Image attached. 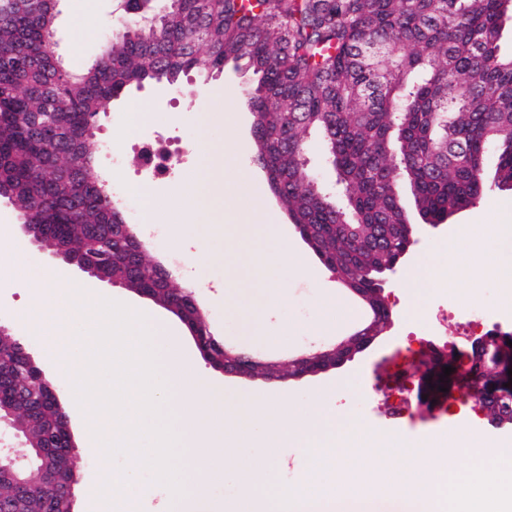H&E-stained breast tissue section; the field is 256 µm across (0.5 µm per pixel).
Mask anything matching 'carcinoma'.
Here are the masks:
<instances>
[{
  "instance_id": "obj_1",
  "label": "carcinoma",
  "mask_w": 512,
  "mask_h": 512,
  "mask_svg": "<svg viewBox=\"0 0 512 512\" xmlns=\"http://www.w3.org/2000/svg\"><path fill=\"white\" fill-rule=\"evenodd\" d=\"M48 11L47 0H0V178L9 200L44 225L46 240L85 254L96 245L110 276L137 264L128 287L163 307L177 303L201 334L208 327L193 292L175 294L137 236L119 234L120 206L88 175L96 116L132 88L177 85L201 67L218 75L229 63L252 71L254 159L272 194L337 281L375 304L381 275L411 246L412 230L396 228L409 219L404 191L420 222L443 224L487 192L490 150L494 186L512 190V54L499 47L512 0H162L156 32L110 35L77 71L52 62ZM51 112L65 115L56 141L40 132ZM314 135L340 199L311 170ZM201 356L221 364V340H206ZM21 363L15 338H1L0 371L13 375ZM13 409L16 431L41 453L22 474L25 489L0 474V505L50 512L44 462L62 481L78 479L76 455L56 447L65 411L51 401Z\"/></svg>"
}]
</instances>
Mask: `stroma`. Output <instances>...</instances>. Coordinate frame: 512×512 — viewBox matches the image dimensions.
<instances>
[{
  "label": "stroma",
  "instance_id": "stroma-1",
  "mask_svg": "<svg viewBox=\"0 0 512 512\" xmlns=\"http://www.w3.org/2000/svg\"><path fill=\"white\" fill-rule=\"evenodd\" d=\"M59 15L55 25L56 52L71 68L80 69L97 57L101 42L117 26L121 16L118 0H91L88 16H72L69 0H60ZM256 83L251 71L227 65L222 74L209 76L207 71L196 69L180 85L153 83L140 89H131L125 98L108 102L98 116L96 138L105 147L98 156L90 176L103 181L119 196V205L128 223L143 228L142 209L136 189L149 186L172 197H186L184 214L196 234L199 263L196 278L186 281L180 267L171 263L172 251L168 237L148 240L151 256L168 265L174 287L192 288L203 309L211 332L220 340L266 357L282 356L287 352L305 350L327 343L328 338L319 329L323 305L330 294L344 295L345 290L333 274L322 264L301 237H294V247L310 269L309 275L300 276L274 265L272 258L277 250L275 239L255 233L244 239L233 230L237 224H279L291 229L290 219L282 212L272 194H265L267 213L245 215L238 207V194H247L253 184H266L264 171L253 160V116L247 107L246 92ZM233 98V108L240 121L228 127L209 122L221 95ZM151 102L153 117L134 134H126L129 114L127 102ZM167 138L177 164L170 176L156 180L141 171L133 146L143 139ZM223 144L234 165L228 169V178L237 184V195L227 197L203 195V180L209 163L206 148ZM512 218V190L494 188L474 206L451 216L446 223L418 227L416 242L401 260L396 271L386 276L384 295L388 299L392 316L376 344L358 353L341 368L300 380L266 381L261 379L229 378L210 366L201 357L188 327L167 309L136 292L122 286L90 277L61 261L51 258L48 252L28 242L20 226L17 209L0 202V227L10 230L7 238L0 240V247L20 248L25 257L14 281L0 285V325L18 339L32 355L36 364L54 384L63 404L68 424L79 458L77 497L95 488L99 478L98 456L84 442L80 426L81 413L71 397L68 385L58 374L52 352L32 336L26 325V315L32 307L31 290L46 273H53L62 288L83 285L106 292L114 298L148 311L156 319L168 323L178 333L185 351L195 367L216 390L218 405H233L240 414L233 423H224V431L245 434L249 429L250 408L259 401L278 400L312 406L319 390L329 387L333 393L330 406L340 420H355L373 431L382 442L415 443L448 433L465 424L468 412L475 404L469 399H457L447 415L432 421L417 404L409 410L416 417L413 426H402L388 421L383 413L388 392L383 381L393 362L409 352L420 350L421 342L414 331L416 324L405 314L403 301L409 296L408 283L416 268L429 265L447 244L450 237L470 224H499ZM473 251L462 256L461 261L471 267L474 280L452 281L448 285L436 284L422 296L420 306L424 322H431L436 309L448 312V329L456 331V307L475 301L484 303L503 330L512 331V306L505 304L501 289L487 271L493 248L488 237L475 236ZM234 264L236 273L226 278V264ZM225 280L226 286L219 295H210L207 284ZM270 293L282 295V305L277 317H270L263 307V298ZM288 323L295 330L287 345L269 342L277 322ZM368 388V395H361V388Z\"/></svg>",
  "mask_w": 512,
  "mask_h": 512
}]
</instances>
